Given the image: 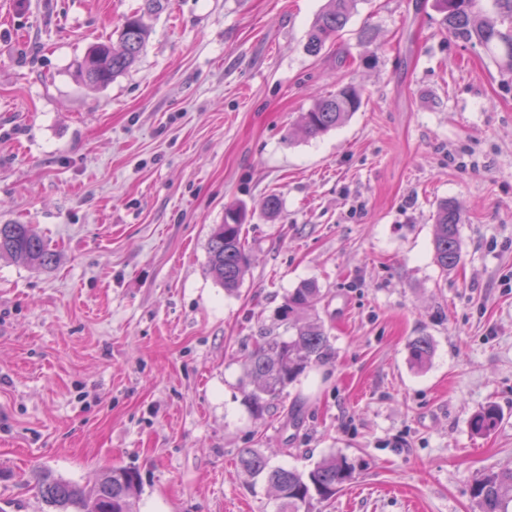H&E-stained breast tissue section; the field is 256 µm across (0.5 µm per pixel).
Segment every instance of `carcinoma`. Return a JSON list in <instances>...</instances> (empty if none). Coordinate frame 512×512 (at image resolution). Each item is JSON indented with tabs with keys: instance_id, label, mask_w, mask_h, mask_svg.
Returning <instances> with one entry per match:
<instances>
[{
	"instance_id": "cac0c4a2",
	"label": "carcinoma",
	"mask_w": 512,
	"mask_h": 512,
	"mask_svg": "<svg viewBox=\"0 0 512 512\" xmlns=\"http://www.w3.org/2000/svg\"><path fill=\"white\" fill-rule=\"evenodd\" d=\"M358 0H328V5L312 22L306 51L317 56L334 42L357 8ZM497 17L486 16L483 0H435L443 14L448 34L464 43L479 45L502 69L512 72V0H493ZM161 9V0H145L144 12L124 18L117 29V44L108 38L91 45L77 62V73L95 87H106L128 71L143 52L150 28L144 14ZM362 104L359 91L344 85L336 95L320 99L300 115V124L313 137L343 124ZM246 218L243 206L228 207L224 223L215 225L207 242V270L227 293L236 292L249 270V259L241 232ZM461 214L451 203L442 201L435 213L434 262L443 273L461 263L458 227ZM7 256L26 266L47 270L56 254L28 224H0V257ZM320 288L305 281L288 292L281 310V322L292 331L288 338L262 336L245 360L247 376L254 389L245 393L251 413L263 417L278 404L286 389L296 383L306 369L322 362L330 352V341L323 321L310 315ZM433 354L432 340L417 336L409 344L411 361L422 368ZM499 414L495 407L474 414L470 428L476 434L495 429ZM244 474L262 478L276 493L278 512H301L313 502H325L352 478V466L344 455H333L307 472L271 465L270 457L259 448H248L239 457ZM42 501L55 512H134L140 491V476L129 468L104 473L91 487L55 477L48 471L36 477ZM472 495L479 512H512V468L478 477Z\"/></svg>"
}]
</instances>
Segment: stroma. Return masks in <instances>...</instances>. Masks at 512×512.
Here are the masks:
<instances>
[{"instance_id":"stroma-1","label":"stroma","mask_w":512,"mask_h":512,"mask_svg":"<svg viewBox=\"0 0 512 512\" xmlns=\"http://www.w3.org/2000/svg\"><path fill=\"white\" fill-rule=\"evenodd\" d=\"M326 2L164 0L96 89L75 60L143 0H0V224L57 255L0 259V512H49L34 470L89 487L115 467L141 476L137 512H277L246 448L302 472L345 455L311 512H477L474 478L512 467V76L433 0H359L311 56ZM342 84L360 109L307 137L299 114ZM443 200L463 212L446 275ZM234 204L251 267L230 295L207 242ZM305 281L331 352L253 417L243 358ZM461 214L448 200L438 204L435 213L433 238L434 262L442 273L455 270L461 263V245L458 227ZM432 354L433 344L429 336H417L409 344L410 359L417 367L426 366Z\"/></svg>"}]
</instances>
